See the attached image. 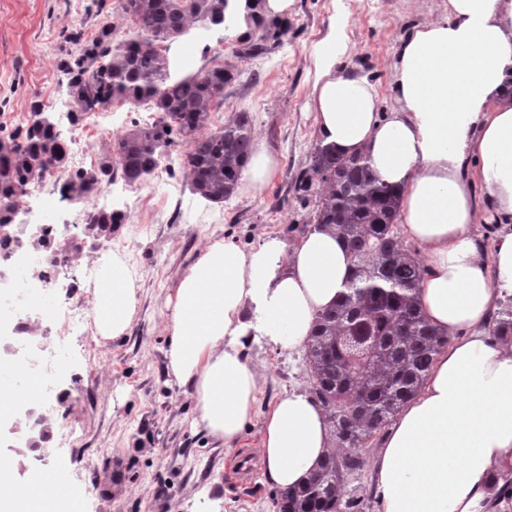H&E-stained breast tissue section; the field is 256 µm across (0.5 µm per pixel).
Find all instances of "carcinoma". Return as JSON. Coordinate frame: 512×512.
I'll return each mask as SVG.
<instances>
[{"mask_svg": "<svg viewBox=\"0 0 512 512\" xmlns=\"http://www.w3.org/2000/svg\"><path fill=\"white\" fill-rule=\"evenodd\" d=\"M260 3L248 5L246 21L256 34L244 32L238 38L239 57L264 55L288 34V19L266 20ZM226 7V0H120L130 20L124 33L104 22L89 39L79 32L68 36L80 48L59 68L69 76L75 117L119 101L148 105L157 119L126 133L115 155L69 175L68 140L46 121L44 107L32 102L25 138L0 137V227L8 225V215L28 187L48 174L64 178L62 197L74 203L90 202L112 182L116 169L130 186L147 181L173 134L187 146L181 167L192 192L217 204L231 197L254 149L251 121L240 113L218 130L201 131L213 107L224 100V87L236 78V68L227 63L174 78L163 49L197 22L223 25ZM297 190L315 191L305 225L336 231L354 266L348 293L318 317L305 349L311 392L344 453L329 456L305 485L276 494L273 507L275 512H341L351 507L342 502L343 481L360 469L357 451L417 394L449 336L422 314L419 289L425 269L417 251L399 236L400 195L379 182L365 152L346 156L316 146ZM124 220L120 211L94 209L85 230L108 238L112 225ZM492 332L512 338V309H503Z\"/></svg>", "mask_w": 512, "mask_h": 512, "instance_id": "1", "label": "carcinoma"}]
</instances>
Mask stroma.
Here are the masks:
<instances>
[{"label": "stroma", "instance_id": "obj_1", "mask_svg": "<svg viewBox=\"0 0 512 512\" xmlns=\"http://www.w3.org/2000/svg\"><path fill=\"white\" fill-rule=\"evenodd\" d=\"M120 0H0V131L24 133L33 101L52 95L61 130L83 129L84 164L96 165L117 140L152 123L147 107L113 104L106 112L66 122L72 109L69 77L58 68L77 45L65 36L82 29L93 36L102 18L118 28L127 19ZM448 0H293L282 46L255 58H236L234 31L197 23L188 35L199 66L227 63L238 70L224 89V102L210 115L209 129L248 113L254 143L273 152L279 166L258 193L235 192L216 204L193 194L180 166L186 147L171 144L159 169L138 186L112 180V205L126 214L110 238L73 234L79 212L65 204L55 247L75 241L74 255L60 279L39 289L27 314L38 319L43 342L55 355L48 377L58 424L39 451L0 448V462L25 489L31 475L54 477L78 512H274L275 489L262 474L241 488L225 475V464L242 453L257 455L264 414L285 392L309 389L311 371L300 351L268 343L252 345L251 360L262 373L253 419L231 447L194 429L198 415L191 392L171 385L167 374V301L176 278L208 242L225 240L243 251L267 236L294 243L303 234L307 210L296 190L316 145L314 118L307 107L314 80L313 51L330 26L346 20L348 44L341 70L366 77L380 95L381 111L396 100L391 87L401 38L429 21L443 19ZM118 256L130 270L138 304L127 332L106 343L95 339L93 302L100 261ZM83 313L82 329L60 336L58 319L69 304ZM374 435L360 454L364 464L347 477L350 512H379L373 460L381 446Z\"/></svg>", "mask_w": 512, "mask_h": 512}]
</instances>
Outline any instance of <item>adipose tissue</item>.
Listing matches in <instances>:
<instances>
[{
	"label": "adipose tissue",
	"mask_w": 512,
	"mask_h": 512,
	"mask_svg": "<svg viewBox=\"0 0 512 512\" xmlns=\"http://www.w3.org/2000/svg\"><path fill=\"white\" fill-rule=\"evenodd\" d=\"M345 23L314 53L309 107L321 145L365 150L375 176L398 187V222L418 244L428 321L451 335L418 394L399 412L377 454L380 512H486L494 470L512 459V349L488 334L512 298V0H448L445 19L403 37L379 113L367 78L337 70ZM495 225L492 249L474 235ZM352 276L341 238L311 231L293 246L267 238L250 251L216 240L198 253L169 299L168 370L191 391L195 427L231 446L252 420L258 341L303 348L315 318ZM137 293L120 258L103 262L94 299L96 339L125 334ZM335 445L324 411L294 390L265 415L259 454L274 487L302 485ZM49 479L18 492L0 469V512L61 499Z\"/></svg>",
	"instance_id": "ef3b65f1"
}]
</instances>
